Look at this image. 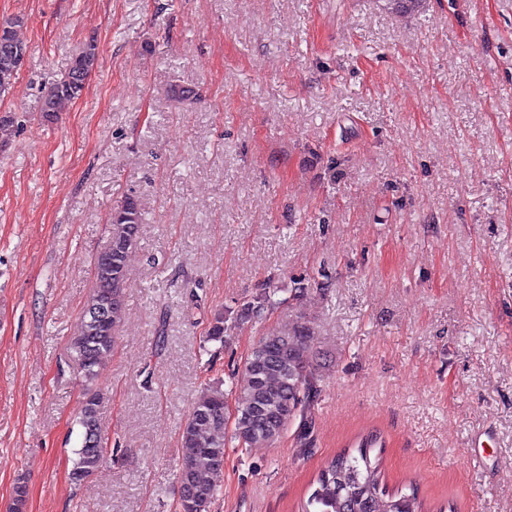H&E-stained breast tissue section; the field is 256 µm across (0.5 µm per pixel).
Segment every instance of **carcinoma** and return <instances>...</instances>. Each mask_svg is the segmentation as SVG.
I'll return each instance as SVG.
<instances>
[{"instance_id": "1", "label": "carcinoma", "mask_w": 512, "mask_h": 512, "mask_svg": "<svg viewBox=\"0 0 512 512\" xmlns=\"http://www.w3.org/2000/svg\"><path fill=\"white\" fill-rule=\"evenodd\" d=\"M10 47L27 48L20 39V21L0 24ZM5 48L0 43V95L11 88L18 70L1 61ZM98 52L88 43L71 61L66 73L54 81L43 97V104L61 112L78 99L97 65ZM143 212L139 200L124 194L112 205L109 217L110 244L94 260L95 286L87 302L91 309L102 298L112 305L111 319L101 326L85 315L83 326L71 342L85 388L78 425L81 446L74 451L69 479L82 484L104 462L109 448L100 433L99 416L104 394L90 387L115 344L114 327L121 321L128 280V257L136 245ZM273 306L271 294L263 293L239 310L241 319L258 318ZM312 328L294 322L288 329L266 334L244 360L246 384L234 391L236 418L225 440L224 414L228 393L220 381L207 385L191 407L181 432V463L177 472L179 498L175 512H209L224 481V459L228 442L240 448L272 445L302 410L320 396L318 377L311 356ZM382 442L368 433L356 446L343 449L319 471L316 488L302 512H423L424 506L413 492L391 491L380 479Z\"/></svg>"}]
</instances>
